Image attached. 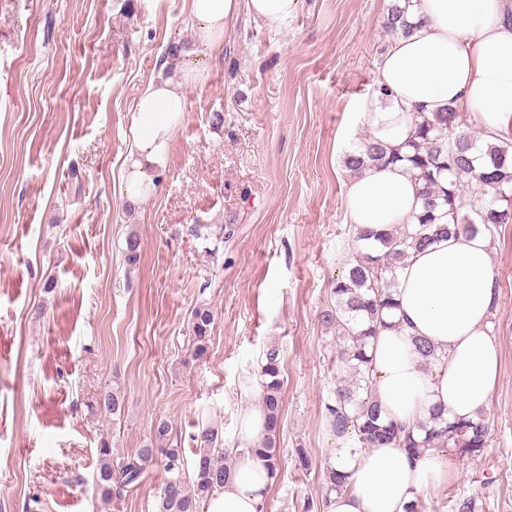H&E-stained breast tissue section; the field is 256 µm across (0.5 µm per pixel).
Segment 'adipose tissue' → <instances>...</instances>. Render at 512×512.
I'll use <instances>...</instances> for the list:
<instances>
[{"instance_id": "ef3b65f1", "label": "adipose tissue", "mask_w": 512, "mask_h": 512, "mask_svg": "<svg viewBox=\"0 0 512 512\" xmlns=\"http://www.w3.org/2000/svg\"><path fill=\"white\" fill-rule=\"evenodd\" d=\"M299 4L185 0L194 42L168 59L174 76L150 81L132 108L121 169L128 201L155 193L186 93L203 78L202 56L222 46L240 13L283 25ZM506 10L507 0H410L414 28L394 38L380 57L371 90L354 116L355 124L402 159L366 167L347 181L349 223L377 230L414 224L422 185L403 156L421 118L453 107L473 115L485 143L512 138V18ZM495 249L493 237L482 230L409 250L392 290L396 326L379 330L369 348L373 389L386 419L413 429L436 406L452 421L476 420L487 409L501 369V344L491 322L499 299ZM418 338L434 345L435 358L420 357ZM266 433L263 411L245 409L231 476L205 512H262L273 480L251 450ZM337 444L333 464L347 474L348 486L331 495L327 512H406L424 490L446 483L454 471L452 457L439 448L413 456L392 445L362 450L346 436Z\"/></svg>"}]
</instances>
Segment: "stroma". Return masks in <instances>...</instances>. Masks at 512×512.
<instances>
[{
  "instance_id": "obj_1",
  "label": "stroma",
  "mask_w": 512,
  "mask_h": 512,
  "mask_svg": "<svg viewBox=\"0 0 512 512\" xmlns=\"http://www.w3.org/2000/svg\"><path fill=\"white\" fill-rule=\"evenodd\" d=\"M390 4L301 0L282 28L240 14L187 94L156 194L131 204L119 170L132 105L169 46L192 42L184 0H0V512H155V464L122 500L94 497L100 441L133 454L165 419L186 459L200 424L232 447L272 345L281 477L265 512L321 503L337 448L324 404L345 373L318 315L352 253L342 159L367 136L352 114L391 42ZM494 238L489 445L455 460L419 512L466 498L512 512V224ZM201 303L215 323L195 361L187 323ZM112 386L126 399L115 420L90 410Z\"/></svg>"
}]
</instances>
